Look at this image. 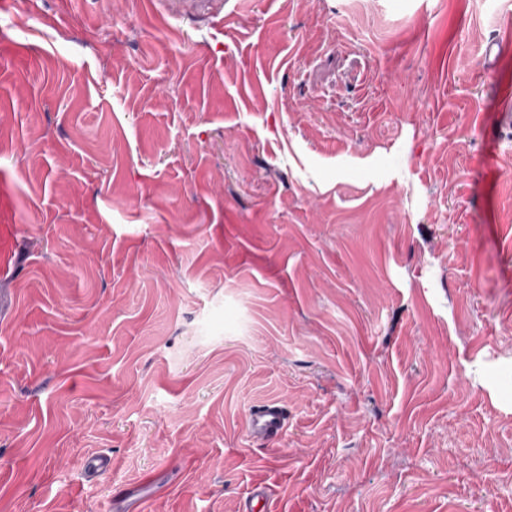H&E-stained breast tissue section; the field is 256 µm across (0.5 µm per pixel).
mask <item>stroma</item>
Returning a JSON list of instances; mask_svg holds the SVG:
<instances>
[{
    "label": "stroma",
    "instance_id": "35a3bbf8",
    "mask_svg": "<svg viewBox=\"0 0 512 512\" xmlns=\"http://www.w3.org/2000/svg\"><path fill=\"white\" fill-rule=\"evenodd\" d=\"M256 485L512 512V0L0 5V512ZM287 428V411L279 402L256 406L249 413L248 432L252 438L276 443L282 440Z\"/></svg>",
    "mask_w": 512,
    "mask_h": 512
}]
</instances>
